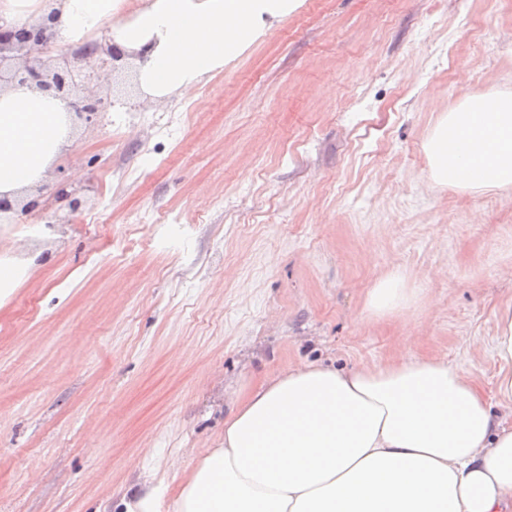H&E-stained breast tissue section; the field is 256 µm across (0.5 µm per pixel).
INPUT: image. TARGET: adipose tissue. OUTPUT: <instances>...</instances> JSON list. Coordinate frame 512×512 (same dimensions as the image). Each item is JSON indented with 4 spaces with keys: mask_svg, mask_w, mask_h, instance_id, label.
Masks as SVG:
<instances>
[{
    "mask_svg": "<svg viewBox=\"0 0 512 512\" xmlns=\"http://www.w3.org/2000/svg\"><path fill=\"white\" fill-rule=\"evenodd\" d=\"M297 0H0V23L54 15L57 41L98 40L134 65L144 98L190 95ZM73 109L34 86L0 88V195L41 186L71 144ZM434 181L512 189V94L438 113L423 141ZM403 276L380 277L366 310L401 312ZM424 325L403 319L405 355L353 368L303 361L236 396L224 437L193 454L173 512H505L512 505V305L489 348L494 395L477 369L416 352Z\"/></svg>",
    "mask_w": 512,
    "mask_h": 512,
    "instance_id": "adipose-tissue-1",
    "label": "adipose tissue"
}]
</instances>
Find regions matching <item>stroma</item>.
<instances>
[{
	"mask_svg": "<svg viewBox=\"0 0 512 512\" xmlns=\"http://www.w3.org/2000/svg\"><path fill=\"white\" fill-rule=\"evenodd\" d=\"M79 80L109 106L48 174L57 225L0 217V262L41 252L0 305V512L160 480L171 512L174 459L223 436L233 391L403 351L400 317L364 310L394 270L419 352L493 392L468 341L512 300V191L434 184L422 144L436 113L512 91V0H298L195 97Z\"/></svg>",
	"mask_w": 512,
	"mask_h": 512,
	"instance_id": "35a3bbf8",
	"label": "stroma"
}]
</instances>
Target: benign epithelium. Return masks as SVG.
<instances>
[{"label": "benign epithelium", "mask_w": 512, "mask_h": 512, "mask_svg": "<svg viewBox=\"0 0 512 512\" xmlns=\"http://www.w3.org/2000/svg\"><path fill=\"white\" fill-rule=\"evenodd\" d=\"M54 15L18 29H5L0 26V64L9 60L17 61L11 70L9 82L18 84L34 83L39 88L51 91L55 96L71 103L74 111L90 124L97 122L105 111V100L93 95H80L76 92L73 60H93L101 67L113 71L123 68L121 54L113 46L98 42L91 46H81L75 52L51 55V44L55 37ZM20 210L23 215L42 213L46 203L42 196L26 201L22 207L16 202L0 198V214Z\"/></svg>", "instance_id": "benign-epithelium-1"}]
</instances>
